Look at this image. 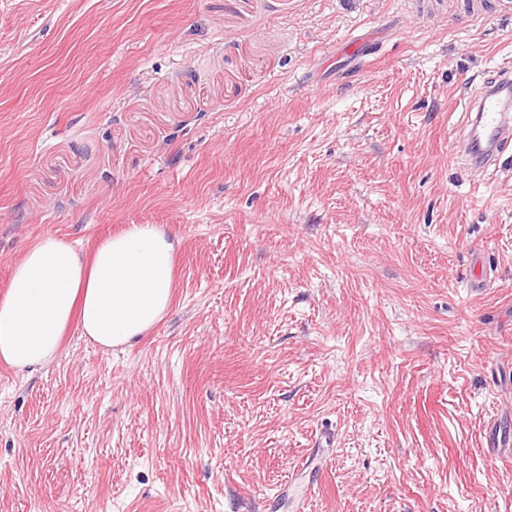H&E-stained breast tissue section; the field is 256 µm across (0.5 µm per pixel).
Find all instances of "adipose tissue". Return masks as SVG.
<instances>
[{
    "label": "adipose tissue",
    "instance_id": "adipose-tissue-1",
    "mask_svg": "<svg viewBox=\"0 0 512 512\" xmlns=\"http://www.w3.org/2000/svg\"><path fill=\"white\" fill-rule=\"evenodd\" d=\"M179 242L133 224L86 259L64 239L42 237L0 295V360L20 371L48 366L72 325L107 349L137 342L171 306Z\"/></svg>",
    "mask_w": 512,
    "mask_h": 512
}]
</instances>
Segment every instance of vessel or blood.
Returning a JSON list of instances; mask_svg holds the SVG:
<instances>
[{"label":"vessel or blood","mask_w":512,"mask_h":512,"mask_svg":"<svg viewBox=\"0 0 512 512\" xmlns=\"http://www.w3.org/2000/svg\"><path fill=\"white\" fill-rule=\"evenodd\" d=\"M455 109L464 120L453 154L482 166L495 163L512 145V66L497 67L483 84L467 88Z\"/></svg>","instance_id":"1"}]
</instances>
